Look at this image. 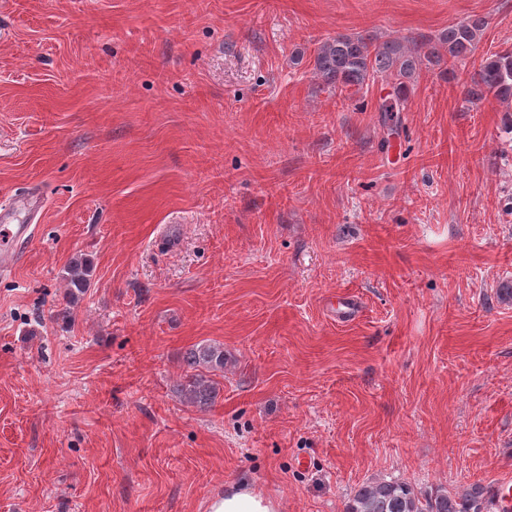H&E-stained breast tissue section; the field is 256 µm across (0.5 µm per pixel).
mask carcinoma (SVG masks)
<instances>
[{
  "mask_svg": "<svg viewBox=\"0 0 512 512\" xmlns=\"http://www.w3.org/2000/svg\"><path fill=\"white\" fill-rule=\"evenodd\" d=\"M487 27L484 17H472L450 25L427 47L405 39H381L361 33L338 34L316 51L314 71L323 84L362 88L376 81H389L392 96L406 104L409 83L425 66H456L465 63L478 47ZM465 98L478 104L490 98L512 101V51L493 53L482 59L476 76L466 87ZM93 266L89 259L76 256L64 270L66 304L70 305L91 286ZM186 369L175 393L181 401L199 409L212 406L220 392L219 381L211 373L224 370V346L200 342L187 350ZM495 488L475 484L462 494L438 491L421 498L399 480L365 483L358 487L346 512H489Z\"/></svg>",
  "mask_w": 512,
  "mask_h": 512,
  "instance_id": "obj_1",
  "label": "carcinoma"
}]
</instances>
